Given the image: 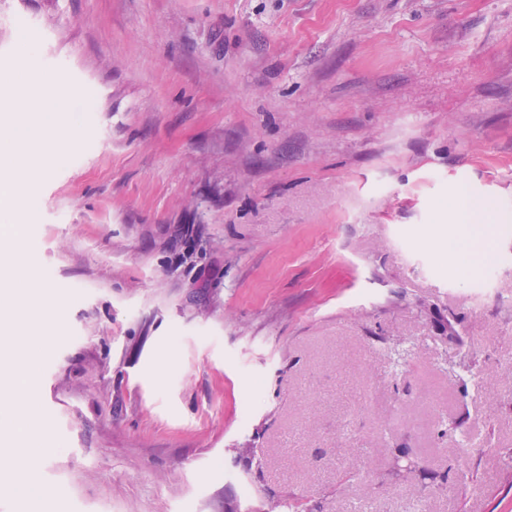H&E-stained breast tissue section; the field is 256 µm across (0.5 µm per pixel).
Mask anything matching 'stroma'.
<instances>
[{
	"instance_id": "35a3bbf8",
	"label": "stroma",
	"mask_w": 512,
	"mask_h": 512,
	"mask_svg": "<svg viewBox=\"0 0 512 512\" xmlns=\"http://www.w3.org/2000/svg\"><path fill=\"white\" fill-rule=\"evenodd\" d=\"M26 40L88 96L0 247L62 305L0 512H512V0H0ZM485 211L481 204H475L465 211H453L448 218V224H457L456 230L448 238V252H468L470 246V226L477 216Z\"/></svg>"
}]
</instances>
